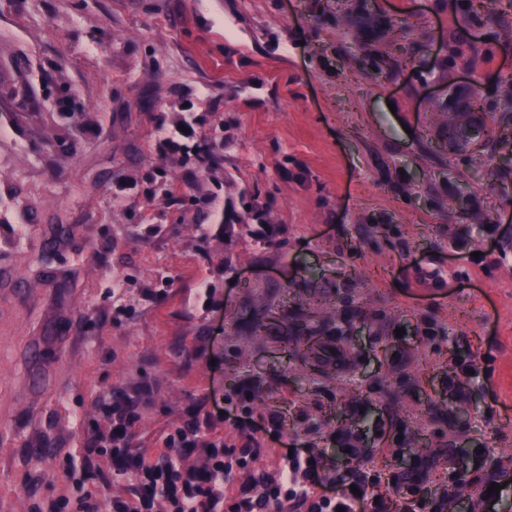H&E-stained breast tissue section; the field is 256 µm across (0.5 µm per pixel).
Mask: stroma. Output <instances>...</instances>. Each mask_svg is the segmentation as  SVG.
<instances>
[{
	"label": "stroma",
	"mask_w": 512,
	"mask_h": 512,
	"mask_svg": "<svg viewBox=\"0 0 512 512\" xmlns=\"http://www.w3.org/2000/svg\"><path fill=\"white\" fill-rule=\"evenodd\" d=\"M488 8L0 0V512H136L140 466L198 474L214 442L258 449L242 487L293 443L334 478L380 470L395 501L473 502L512 458V138L438 145L475 96L512 128V0ZM213 120L220 188L184 159ZM244 189L265 221L230 237ZM270 228L285 248L258 245ZM299 306L335 318L355 369L296 364ZM127 401L123 464L89 455Z\"/></svg>",
	"instance_id": "stroma-1"
}]
</instances>
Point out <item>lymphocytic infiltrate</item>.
<instances>
[{"instance_id": "f902f5d3", "label": "lymphocytic infiltrate", "mask_w": 512, "mask_h": 512, "mask_svg": "<svg viewBox=\"0 0 512 512\" xmlns=\"http://www.w3.org/2000/svg\"><path fill=\"white\" fill-rule=\"evenodd\" d=\"M252 454H234L212 447L201 474L181 475L172 465L148 466L140 475L142 499L156 493L168 496L170 512H254V502L269 504L272 512H390L377 497V478L352 482L328 479L308 449L293 448L276 474L244 490L237 501L225 496L239 471L247 469Z\"/></svg>"}]
</instances>
